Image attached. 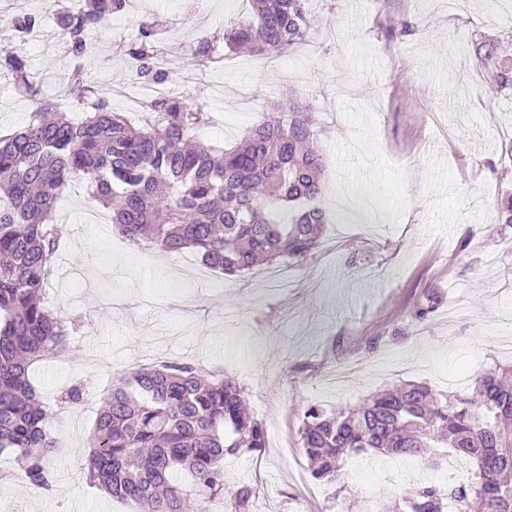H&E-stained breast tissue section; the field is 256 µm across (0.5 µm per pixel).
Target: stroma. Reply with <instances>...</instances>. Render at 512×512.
<instances>
[{
    "mask_svg": "<svg viewBox=\"0 0 512 512\" xmlns=\"http://www.w3.org/2000/svg\"><path fill=\"white\" fill-rule=\"evenodd\" d=\"M127 11L89 39L94 80L111 78L109 104L130 106L127 57L138 22L160 24L169 59L193 70V34L250 17L247 0H129ZM305 39L268 61L239 55L205 71L201 85L216 118L201 139L239 140L271 103L296 94L308 105L325 162V193L350 195L349 228L327 225L323 247L288 266L279 288L266 268L228 277L192 253L167 256L125 241L115 227L90 224L102 207L89 188L67 192L47 306L81 317L63 357L34 365L47 401L79 381L90 399L50 419L60 446L48 462L52 490L12 474L0 453V512H138L89 484L83 469L100 402L119 375L185 362L233 379L266 428L259 452L224 460V512L240 488L249 512H391L419 467L362 456L344 459L335 482L315 479L301 446L304 410L349 407L399 381L467 392L497 363L512 361V224L500 210L512 196V86L479 69L486 50L512 58V12L473 0L452 15L447 0H309ZM411 31H403V24ZM42 91L61 89L65 49H26ZM32 102L0 76V133L18 130ZM439 304L415 315L427 296Z\"/></svg>",
    "mask_w": 512,
    "mask_h": 512,
    "instance_id": "1",
    "label": "stroma"
}]
</instances>
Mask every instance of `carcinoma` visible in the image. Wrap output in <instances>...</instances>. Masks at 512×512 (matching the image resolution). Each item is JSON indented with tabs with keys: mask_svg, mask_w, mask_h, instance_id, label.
Returning a JSON list of instances; mask_svg holds the SVG:
<instances>
[{
	"mask_svg": "<svg viewBox=\"0 0 512 512\" xmlns=\"http://www.w3.org/2000/svg\"><path fill=\"white\" fill-rule=\"evenodd\" d=\"M307 0H249L251 19L193 41L207 67L241 47L279 56L310 28ZM128 0L57 4L58 38L76 65L67 78L68 104L41 96L23 51L41 18L14 17L12 46L0 50V70L35 108L25 127L0 138V452L7 450L28 483L55 482L48 456L57 441L48 428L54 408L30 382L33 364L69 347L80 320L61 319L44 303L60 240L53 224L57 199L75 180L112 210V223L132 244L166 255H201L234 276L259 264L308 259L321 246L329 214L309 205L324 189L325 162L308 110L292 96L262 114L235 145H204L210 123L203 93L161 96L150 118L134 128L114 112L83 71L89 35L125 12ZM157 24H138L119 51L140 76L176 84L178 72L161 49ZM512 365L498 367L472 393L440 392L400 383L357 407L304 411L299 430L312 475L336 480L347 455L373 452L439 467V448L473 465L468 484L452 479L410 486L399 512H512ZM76 385L61 408L86 399ZM265 428L241 388L206 382L198 368L166 363L118 378L102 406L84 463L87 480L143 512H184L189 489L203 499L224 496V457L265 447Z\"/></svg>",
	"mask_w": 512,
	"mask_h": 512,
	"instance_id": "carcinoma-1",
	"label": "carcinoma"
}]
</instances>
